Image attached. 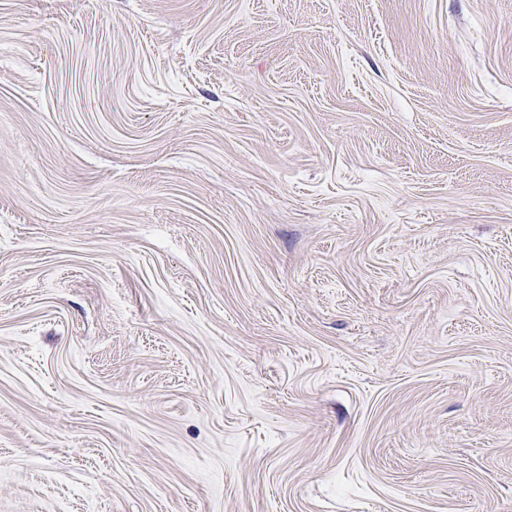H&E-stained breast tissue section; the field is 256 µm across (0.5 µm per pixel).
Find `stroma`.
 Returning <instances> with one entry per match:
<instances>
[{"label":"stroma","mask_w":512,"mask_h":512,"mask_svg":"<svg viewBox=\"0 0 512 512\" xmlns=\"http://www.w3.org/2000/svg\"><path fill=\"white\" fill-rule=\"evenodd\" d=\"M0 512H512V0H0Z\"/></svg>","instance_id":"stroma-1"}]
</instances>
